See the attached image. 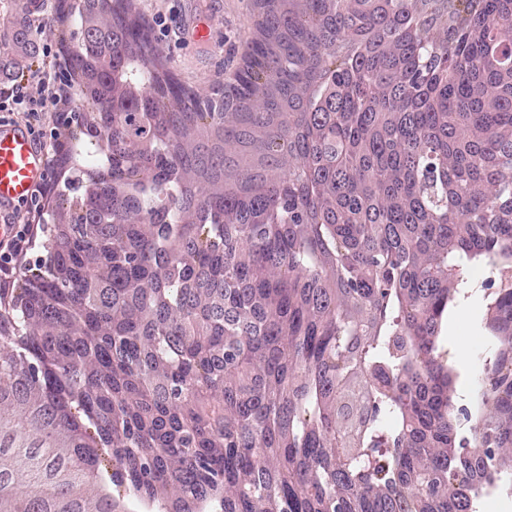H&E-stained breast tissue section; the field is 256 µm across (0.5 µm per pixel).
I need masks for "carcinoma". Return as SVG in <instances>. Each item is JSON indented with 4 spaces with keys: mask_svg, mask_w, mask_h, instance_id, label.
<instances>
[{
    "mask_svg": "<svg viewBox=\"0 0 512 512\" xmlns=\"http://www.w3.org/2000/svg\"><path fill=\"white\" fill-rule=\"evenodd\" d=\"M27 0H0V68L40 51ZM135 0H54L56 104L44 254L0 288V383L76 433L75 485L158 512H477L512 494V0H298L241 77L308 97L310 143L270 191L201 186L185 203L196 118L233 123L155 45ZM389 36L336 68L332 45ZM495 291L481 410L454 399L442 345L468 265ZM365 387L344 445L338 401ZM471 422L460 431V418ZM110 449V494L96 487ZM31 507L45 487L23 483Z\"/></svg>",
    "mask_w": 512,
    "mask_h": 512,
    "instance_id": "carcinoma-1",
    "label": "carcinoma"
}]
</instances>
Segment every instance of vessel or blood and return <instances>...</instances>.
<instances>
[{
    "label": "vessel or blood",
    "mask_w": 512,
    "mask_h": 512,
    "mask_svg": "<svg viewBox=\"0 0 512 512\" xmlns=\"http://www.w3.org/2000/svg\"><path fill=\"white\" fill-rule=\"evenodd\" d=\"M211 41V22L197 16L188 28V43L195 48ZM48 168L27 129L20 124L0 120V238L12 233L5 218L29 205L48 178Z\"/></svg>",
    "instance_id": "b4317fda"
}]
</instances>
